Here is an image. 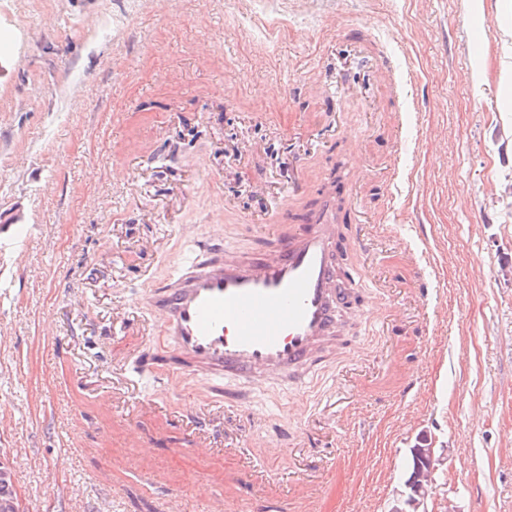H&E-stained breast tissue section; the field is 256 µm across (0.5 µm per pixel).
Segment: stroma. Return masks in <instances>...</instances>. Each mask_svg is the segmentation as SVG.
<instances>
[{"mask_svg": "<svg viewBox=\"0 0 512 512\" xmlns=\"http://www.w3.org/2000/svg\"><path fill=\"white\" fill-rule=\"evenodd\" d=\"M498 0H0V453L23 512H160L171 487L208 469L234 512L291 497L314 466L326 512H388L428 435L444 461L429 512H512V121L502 113ZM483 66L487 79L471 70ZM406 166L380 198L396 156ZM349 156L366 232L402 224L345 264L362 299L346 345L301 381L255 389L156 365L143 419L155 469L127 445L138 395L97 402L163 339L146 304L211 221L253 255L273 244L279 202L300 204ZM264 183L265 194L251 190ZM426 283L437 309L413 314ZM416 375L414 388L404 381ZM225 404L216 436L242 456L202 462L187 415ZM287 432L296 468L258 443ZM83 440L91 455L72 445Z\"/></svg>", "mask_w": 512, "mask_h": 512, "instance_id": "stroma-1", "label": "stroma"}]
</instances>
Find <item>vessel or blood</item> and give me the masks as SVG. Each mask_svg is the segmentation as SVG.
<instances>
[{
    "mask_svg": "<svg viewBox=\"0 0 512 512\" xmlns=\"http://www.w3.org/2000/svg\"><path fill=\"white\" fill-rule=\"evenodd\" d=\"M368 170L340 162L318 196L299 211L281 207L278 242L244 258L224 245L209 257L179 258L167 283L147 296L176 361L215 379L249 378L260 384L311 364L336 328V311L347 294L336 285V259L344 248L337 225L359 224V188ZM188 446L200 458L211 456L218 440L205 425L192 427ZM205 512H227L223 494L209 474L196 472Z\"/></svg>",
    "mask_w": 512,
    "mask_h": 512,
    "instance_id": "obj_1",
    "label": "vessel or blood"
}]
</instances>
